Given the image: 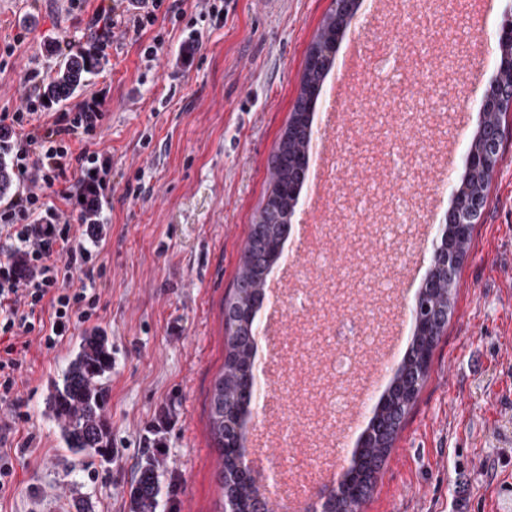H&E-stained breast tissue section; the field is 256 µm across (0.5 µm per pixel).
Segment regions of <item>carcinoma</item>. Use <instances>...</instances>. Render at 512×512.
<instances>
[{"label": "carcinoma", "instance_id": "carcinoma-1", "mask_svg": "<svg viewBox=\"0 0 512 512\" xmlns=\"http://www.w3.org/2000/svg\"><path fill=\"white\" fill-rule=\"evenodd\" d=\"M341 0L309 46L300 91L283 133L272 155L270 193L257 221L250 225L241 269L232 296L225 304L227 352L222 370L212 388L209 402V431L212 447L218 455L219 481L229 490V503L235 512H254L255 480L251 473L239 469L240 443L247 414L253 403V386L248 364L254 358L259 325L256 311L262 302L268 273L280 259L288 238L289 218L300 195L309 164V142L312 134L311 112L320 96L323 82L332 66L336 50L338 22L348 14H340ZM100 65V58L89 49L68 55L54 78L43 89V97L59 103L71 95ZM489 180L465 177L459 186L467 197L486 201ZM456 281L442 285V291L421 292L413 305L415 322L429 321L435 308L450 309ZM445 323L433 324L424 335L415 329L411 348L426 352L425 365H430ZM112 371V346L101 331L80 337L62 378L49 383L48 408L58 422L67 448L74 454H100L110 447L111 421L106 414V391L103 380ZM418 360L404 358L390 385L388 394L377 407L371 420L368 446L359 449L352 464L339 481L338 492L324 503L325 512H359L369 497L376 474L386 461L393 440L414 403L425 378L414 380ZM138 495L134 496L135 512H150L159 493L154 467L146 464L140 473Z\"/></svg>", "mask_w": 512, "mask_h": 512}]
</instances>
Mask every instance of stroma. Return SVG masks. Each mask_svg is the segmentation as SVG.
Returning <instances> with one entry per match:
<instances>
[{"label": "stroma", "instance_id": "35a3bbf8", "mask_svg": "<svg viewBox=\"0 0 512 512\" xmlns=\"http://www.w3.org/2000/svg\"><path fill=\"white\" fill-rule=\"evenodd\" d=\"M226 22L210 27L208 0H176L170 13L141 36L115 37L100 67L54 113L72 111L100 94L105 119L97 130L110 159L112 188L101 202L107 234L97 246L106 266L94 286L99 316L112 346L106 381L112 445L119 463L87 458L66 448L48 415L47 384L66 369L76 327L56 350L31 346L17 391L27 423L11 436L17 460L13 489L0 497V512H129V490L151 458L144 437L160 413L167 460L156 463L162 494L157 512H220L218 464L211 448L208 397L224 363V305L232 293L242 249L269 186L270 161L298 96L306 53L333 0H233ZM112 0H0V52L14 53L0 66V113L23 107L28 70L56 71L64 45L81 49L91 40L88 22ZM512 0H458L453 12L429 10L423 0H380L369 27L352 15L336 44L342 61L348 41L363 54L346 75L351 135L343 165L330 167L322 190L343 206L320 199V216L333 224V243L348 252L349 279L332 285L333 271L313 269L307 284L316 299L297 315L288 311L295 286L285 263L273 265L257 314L261 324L282 328L286 361L257 340L254 362L261 375L293 395L273 412L248 415L243 446L256 459L255 477L269 480L270 464L309 473L312 457L334 464L337 451L353 455L372 417L366 407L347 443H340L326 416L331 381L325 369L333 354L325 322L358 309L387 314L379 346L361 354V373L382 370L388 389L411 346L414 322L397 324L399 302L414 303L430 269L453 205L451 193L432 184L437 170L453 164V182L467 174L470 136L484 115L469 106L472 88L490 89L498 79L495 40ZM202 46L190 64L180 47L190 34ZM403 41L402 78L393 86H368L367 74L390 36ZM161 39L155 62L141 51ZM458 91L451 110L421 113L408 132H393L394 116L376 128L380 103L408 91ZM457 274L448 323L433 353L429 375L396 435L362 512H496L498 497L512 492V112ZM397 149L414 188L415 220L397 229L396 242L379 229L393 220V179L382 161ZM378 188L365 211L351 216V187ZM139 188L132 197L128 188ZM373 252L397 290L369 287L362 256ZM176 498H169L171 480Z\"/></svg>", "mask_w": 512, "mask_h": 512}]
</instances>
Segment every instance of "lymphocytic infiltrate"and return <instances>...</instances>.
<instances>
[{"label":"lymphocytic infiltrate","mask_w":512,"mask_h":512,"mask_svg":"<svg viewBox=\"0 0 512 512\" xmlns=\"http://www.w3.org/2000/svg\"><path fill=\"white\" fill-rule=\"evenodd\" d=\"M166 0H113L111 9L93 14L90 26L100 47L115 31L141 33L153 25ZM46 108L31 93L23 108L0 114V149L11 166L33 185L32 191L0 205V228L13 241L0 260V404L11 408V422L0 432V495L13 486L14 461L7 449L9 434L25 420L16 392L17 377L32 343L55 350L70 331L97 314L100 295L80 285L92 278L94 255L86 241L97 238L95 224H63L57 207L44 192L71 204L97 205L109 184L110 161L87 146L104 118L97 96L71 112L55 113L52 123H38ZM77 177H70V170Z\"/></svg>","instance_id":"1"}]
</instances>
